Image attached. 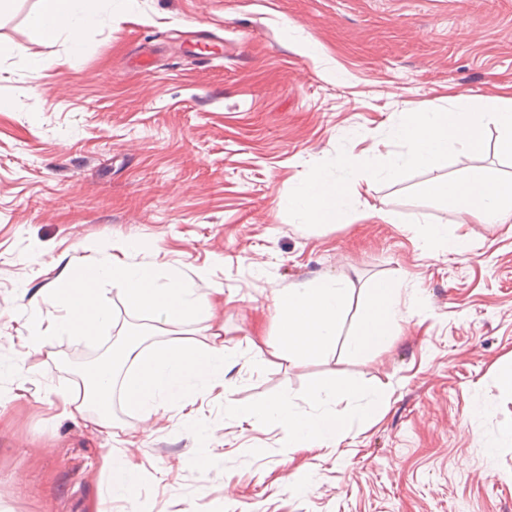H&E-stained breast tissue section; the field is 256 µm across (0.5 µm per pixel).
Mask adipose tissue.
I'll return each mask as SVG.
<instances>
[{
	"label": "adipose tissue",
	"instance_id": "obj_1",
	"mask_svg": "<svg viewBox=\"0 0 512 512\" xmlns=\"http://www.w3.org/2000/svg\"><path fill=\"white\" fill-rule=\"evenodd\" d=\"M98 13L99 0H38L28 23L38 41L50 42L94 25ZM103 282L112 283L128 304L151 312L157 322L167 325L172 339L151 350L136 341L124 343L114 352L111 362L98 367L93 381L85 382L81 396L68 400V407L80 413L94 408L98 423L103 424L110 420L112 398L118 390L127 406L148 417L167 401L184 399L197 384L212 388L223 385V327L215 325L209 336L200 339L185 332L189 323L213 322L216 306L210 291L205 280L185 279L174 269L161 279L151 267L114 256L97 266L76 269L50 290V302L57 314L49 320L47 333L99 336L111 320V312L100 298L99 285ZM346 298L345 288L331 279L304 284L278 297L279 343L269 353L300 362L328 352L336 342ZM397 298L398 289L393 284L378 286L366 294L359 328L347 344L352 353L378 351L387 346L398 320ZM120 366L130 369L122 378L116 372ZM226 409L240 419L276 422L287 430L295 448L336 443L348 423L345 414L299 412L283 401L270 402L259 410L242 408L230 401Z\"/></svg>",
	"mask_w": 512,
	"mask_h": 512
}]
</instances>
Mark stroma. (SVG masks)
<instances>
[{"instance_id": "obj_1", "label": "stroma", "mask_w": 512, "mask_h": 512, "mask_svg": "<svg viewBox=\"0 0 512 512\" xmlns=\"http://www.w3.org/2000/svg\"><path fill=\"white\" fill-rule=\"evenodd\" d=\"M18 0L0 19V512H512V229L467 225L477 249L459 255L427 238L456 233L442 204L407 199L429 171L379 183L356 174L357 210L307 228L285 202L310 165L401 153L390 132L406 114L512 100V0H112L79 35L69 64L39 70L28 48L65 55L70 37L41 43ZM206 32L210 57L186 41ZM481 153L458 150L448 176L512 175L485 127ZM126 259L158 277L205 274L224 304L232 357L222 387L143 420L119 405L112 424L70 417L74 359L130 333L168 342L110 283L101 337L26 336L46 318L47 288L77 265ZM333 278L347 290L335 350L301 363L255 360L251 342H279L275 299ZM399 289V318L382 351L351 354L370 288ZM384 394L369 425L351 411L336 448L291 447L283 427L251 426L226 400H291L321 411L310 389L336 380ZM136 469L114 497L107 454Z\"/></svg>"}]
</instances>
